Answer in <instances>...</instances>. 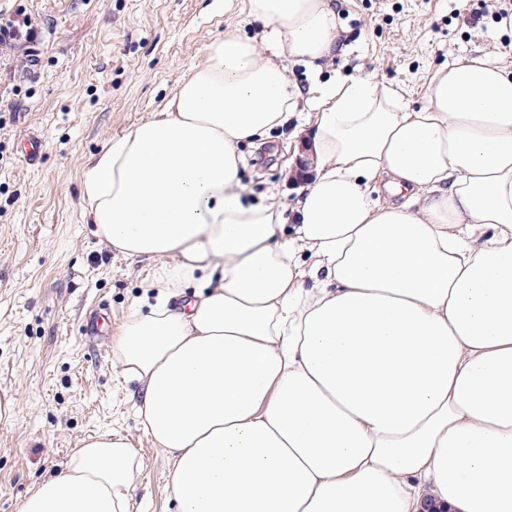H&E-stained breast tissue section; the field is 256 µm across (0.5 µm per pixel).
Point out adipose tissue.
Here are the masks:
<instances>
[{
	"mask_svg": "<svg viewBox=\"0 0 512 512\" xmlns=\"http://www.w3.org/2000/svg\"><path fill=\"white\" fill-rule=\"evenodd\" d=\"M248 14L281 53L225 31L82 173L102 241L154 264L112 356L176 512H512V69H439L417 109L368 78L305 98L285 60L336 53L330 0ZM295 115L314 177L248 202L241 145ZM139 472L100 433L20 512H129Z\"/></svg>",
	"mask_w": 512,
	"mask_h": 512,
	"instance_id": "1",
	"label": "adipose tissue"
}]
</instances>
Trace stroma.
<instances>
[{
  "instance_id": "stroma-1",
  "label": "stroma",
  "mask_w": 512,
  "mask_h": 512,
  "mask_svg": "<svg viewBox=\"0 0 512 512\" xmlns=\"http://www.w3.org/2000/svg\"><path fill=\"white\" fill-rule=\"evenodd\" d=\"M247 0H0V23L31 22L30 39L0 44V512H19L84 439L113 431L141 463L130 512H174L169 457L143 431L140 390L112 358L131 305L145 301L148 261L102 242L82 207V170L111 138L159 112L232 28L266 41ZM461 0H333L342 46L320 72L289 61L298 88L366 77L421 104L439 68L480 57L512 68V31L484 0L463 23ZM297 120L262 149L243 145L241 182L252 203H294L295 164L309 132ZM39 134L41 163L21 139ZM103 315L95 333L83 326Z\"/></svg>"
}]
</instances>
